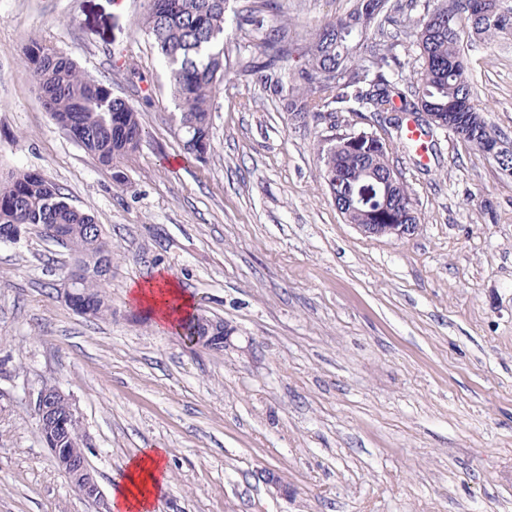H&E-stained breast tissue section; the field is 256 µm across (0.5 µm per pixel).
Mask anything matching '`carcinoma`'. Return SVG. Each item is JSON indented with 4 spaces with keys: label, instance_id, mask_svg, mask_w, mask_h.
Returning a JSON list of instances; mask_svg holds the SVG:
<instances>
[{
    "label": "carcinoma",
    "instance_id": "obj_1",
    "mask_svg": "<svg viewBox=\"0 0 512 512\" xmlns=\"http://www.w3.org/2000/svg\"><path fill=\"white\" fill-rule=\"evenodd\" d=\"M354 0L345 15L326 21L311 33L303 62L288 65V32L267 23L261 11L244 21L264 31V60L248 61L244 70L258 76L276 93L285 94L288 119L298 125L318 122L325 112H346L352 123L346 133L317 142L322 178L340 213L360 186L370 184L373 194L359 201L351 220L359 224H406L419 222L409 216L405 193L388 177L401 180L390 163L394 144L381 136L387 128L402 133L401 113H410L426 129L432 126L420 116L419 104L443 118L438 129L451 134L469 132L465 140L483 149L482 139L494 141L472 98L465 62V34L477 35L493 44L512 29V0H434L416 21L413 37L419 50L416 81L412 85L389 72L390 48L374 43L361 61L354 54L368 39L371 27L389 9L390 0H380L376 13H364ZM227 0H149L140 29L153 41L169 74L183 149L203 159L212 147V100L230 70L224 53V23ZM24 63L35 86L45 97L42 105L55 124L73 129L79 146L99 164L112 167L134 154L142 140L138 112L112 88L82 70L76 62L54 48L33 41L24 50ZM372 120L377 128L360 124ZM15 224L37 227L54 240L47 226L60 224L66 240L61 245L78 262L89 261L102 268L80 285V314L92 318L112 315L106 284L112 267V243L101 225L72 206L61 189L34 171H20L0 182V236ZM224 321L194 313L181 325L188 336L223 331ZM59 447L68 458L88 464L81 428L68 426Z\"/></svg>",
    "mask_w": 512,
    "mask_h": 512
}]
</instances>
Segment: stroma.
<instances>
[{
	"instance_id": "35a3bbf8",
	"label": "stroma",
	"mask_w": 512,
	"mask_h": 512,
	"mask_svg": "<svg viewBox=\"0 0 512 512\" xmlns=\"http://www.w3.org/2000/svg\"><path fill=\"white\" fill-rule=\"evenodd\" d=\"M369 38L404 79L417 55L398 0ZM353 0H231V61L212 105L213 151L186 155L169 76L141 31L147 0H0V179L37 171L94 215L112 243L111 317L53 288L71 253L37 231L0 241V512H113L126 462L169 452L154 512H512V173L448 133L429 164L394 163L420 226L367 237L321 177L326 126L292 124L243 72L261 57L240 19L265 9L294 33ZM53 46L140 114L138 151L110 169L38 98L22 50ZM474 99L512 142V35L465 40ZM165 271L196 311L223 319L215 351L158 327L127 297ZM75 403L100 501L53 462L26 394ZM278 471L290 493L263 481Z\"/></svg>"
}]
</instances>
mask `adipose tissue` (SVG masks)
<instances>
[{"instance_id": "adipose-tissue-1", "label": "adipose tissue", "mask_w": 512, "mask_h": 512, "mask_svg": "<svg viewBox=\"0 0 512 512\" xmlns=\"http://www.w3.org/2000/svg\"><path fill=\"white\" fill-rule=\"evenodd\" d=\"M129 291L131 300L153 317L158 327L169 332L178 331L194 309L190 294L165 274L132 283ZM166 456V449L148 448L129 460L112 494L114 512H153L156 491L168 476Z\"/></svg>"}]
</instances>
